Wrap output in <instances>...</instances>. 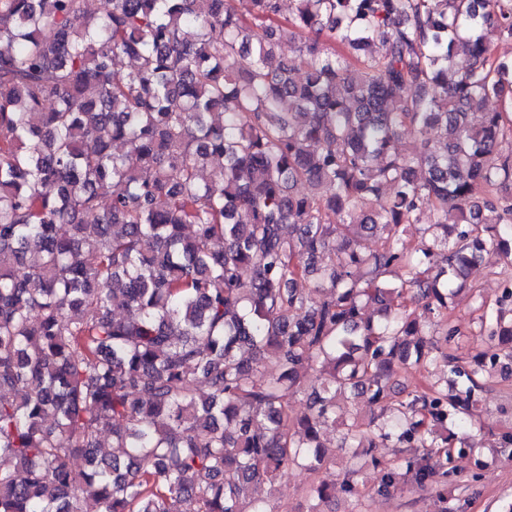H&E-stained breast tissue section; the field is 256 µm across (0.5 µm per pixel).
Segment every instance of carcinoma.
<instances>
[{
  "mask_svg": "<svg viewBox=\"0 0 512 512\" xmlns=\"http://www.w3.org/2000/svg\"><path fill=\"white\" fill-rule=\"evenodd\" d=\"M251 2L0 0V512H278L296 468L324 512L365 454L374 494L448 512L454 455L482 477L459 430L512 365V58L485 34L512 40V0ZM485 256L506 288L463 359L449 300ZM348 391L376 413L334 445Z\"/></svg>",
  "mask_w": 512,
  "mask_h": 512,
  "instance_id": "cac0c4a2",
  "label": "carcinoma"
}]
</instances>
